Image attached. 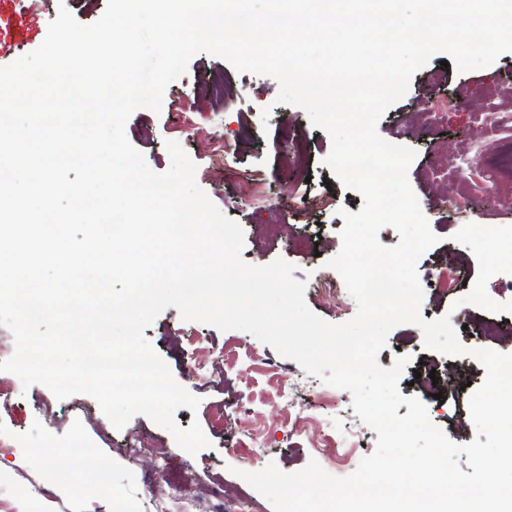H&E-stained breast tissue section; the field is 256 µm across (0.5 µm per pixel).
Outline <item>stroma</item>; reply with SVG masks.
Instances as JSON below:
<instances>
[{"instance_id":"obj_1","label":"stroma","mask_w":512,"mask_h":512,"mask_svg":"<svg viewBox=\"0 0 512 512\" xmlns=\"http://www.w3.org/2000/svg\"><path fill=\"white\" fill-rule=\"evenodd\" d=\"M63 6L79 23L90 25L104 14L107 0H35L30 9L20 8L17 0H0V66L36 50ZM446 58L443 52L433 54L413 75L406 95L380 118L377 132L389 142L415 150L408 180L438 238L417 263L424 292L422 318L449 317L461 344L470 350L512 353V267L498 265L495 259L496 246L512 242V181L477 202L472 212L462 214L450 205L476 180L477 171L470 163L478 154L512 146V126L493 127L483 120L490 107L512 114V51L500 54L487 67L468 71L447 64ZM277 92L275 79L238 72L225 59L199 52L190 58L185 73L167 85L160 109L136 110L125 134L147 167L158 174L171 166L168 142H177L197 166L198 186L242 227L243 260L253 266L279 258L293 264L294 278L306 284L307 306L327 322L342 323L356 314L357 304L342 312L329 307L313 284L329 274L328 262L341 248L343 212H359L364 199L345 188L326 165L330 135L303 109L276 103ZM185 94L190 105L183 109L179 99ZM460 94L464 104L435 126L425 127L430 96L452 99ZM296 138L306 142L312 155L304 173L289 153ZM216 141L231 146L220 162L209 153ZM437 154L448 159L447 168L439 173L431 169ZM256 171L270 199L261 208L237 190L238 183ZM327 190L335 196L334 208L319 215L317 223H298L294 204ZM445 264L458 267L462 276L441 295L432 283ZM486 321L499 323L500 337H483L481 325ZM144 335L174 379L199 398L197 410L179 408L174 420L183 429L199 422L208 447L200 455L189 454L146 416H133L118 428L91 396L59 400L44 385H32L12 404L0 405V434L11 438L8 447H0V497L7 499L13 512H110L116 502L125 512H156L157 502L172 492L169 483L160 479L144 485L143 476L152 465L148 449L135 453L123 449L127 438L142 434L172 449L171 470L194 467L201 458H209L211 474L223 480L227 495L247 498L257 512H274L273 505L241 479V472L272 463L291 473L314 460L329 474L345 477L354 468L343 465V458L359 460L376 447L377 434L355 413L349 391L328 385L322 376L280 356L249 332L188 322L171 306ZM198 346L223 350L224 362L210 376L189 382L184 360ZM427 354L421 330L402 324L390 331L377 361L388 369L398 357H409L398 385L400 394L423 402L430 422L454 444L471 443L476 430L469 399L484 384L487 370L470 355L436 353V360L447 364L442 376L450 395L442 403L413 383L414 372ZM284 375L291 383L285 398L278 393V380ZM227 402L239 405L238 429L256 430L265 450L260 458L250 459L246 449L231 448L228 435L216 427V411ZM327 435L336 439L333 462L312 450ZM39 486L49 489V496L36 494Z\"/></svg>"}]
</instances>
